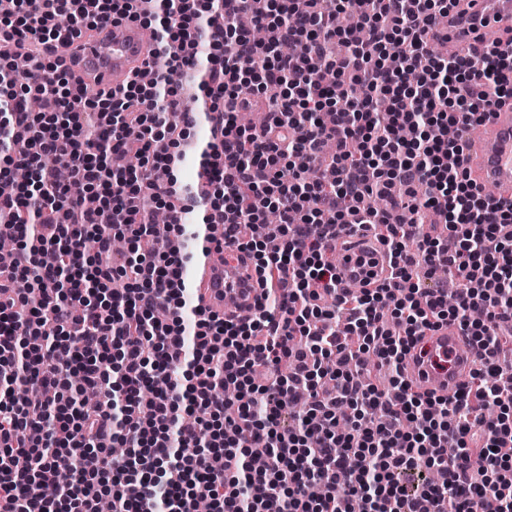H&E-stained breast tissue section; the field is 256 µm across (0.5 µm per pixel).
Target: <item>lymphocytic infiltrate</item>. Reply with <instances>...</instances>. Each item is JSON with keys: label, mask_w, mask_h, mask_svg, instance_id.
Returning <instances> with one entry per match:
<instances>
[{"label": "lymphocytic infiltrate", "mask_w": 512, "mask_h": 512, "mask_svg": "<svg viewBox=\"0 0 512 512\" xmlns=\"http://www.w3.org/2000/svg\"><path fill=\"white\" fill-rule=\"evenodd\" d=\"M138 2L0 0V37L30 62L0 157V237L17 243L0 283V512H98L105 499L112 512H480L489 497L512 512V385L496 381L512 344V208L462 167L470 130L512 99V38L476 68L432 35L461 0H148L143 14ZM246 11L290 52L238 29ZM136 16L154 28V82L90 97L47 52ZM187 68L214 135L185 189ZM244 87L272 106L264 126L238 124ZM32 96L50 109L25 111ZM178 110L176 131L164 115ZM117 153L140 166L113 167ZM327 164L335 184L309 180ZM61 167L84 196L59 185ZM185 191L253 260L264 292L248 318L186 305L185 250L107 260L119 237L185 241L180 217L151 222ZM376 195L413 222L370 209ZM269 210L277 224L251 237ZM364 225L395 273L353 296L335 239ZM444 325L480 363L476 387L446 397L404 374ZM74 373L98 409L72 404ZM115 442L132 457H112Z\"/></svg>", "instance_id": "lymphocytic-infiltrate-1"}]
</instances>
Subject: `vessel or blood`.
<instances>
[{
    "label": "vessel or blood",
    "instance_id": "1",
    "mask_svg": "<svg viewBox=\"0 0 512 512\" xmlns=\"http://www.w3.org/2000/svg\"><path fill=\"white\" fill-rule=\"evenodd\" d=\"M471 13L484 19V26L470 30L449 19L435 30L448 36V53L468 55L494 49L504 39L505 26L512 25V0H471ZM154 49L149 29L128 18L100 23L52 52L67 64L71 74L86 89L99 93L121 84L134 70L146 67ZM464 166L477 184L491 186L500 200L512 201V106L492 112L480 134L471 138L464 152ZM349 249L338 263L341 287L353 285L351 270L365 264L367 271L386 267L385 251L368 231L348 235ZM194 283L200 304L210 312L227 316L252 309L263 289L251 259L236 249L223 256L204 258L196 267ZM465 339L453 326L429 332L422 347L407 358L405 375L424 391L440 395L455 393L468 386L473 355Z\"/></svg>",
    "mask_w": 512,
    "mask_h": 512
}]
</instances>
